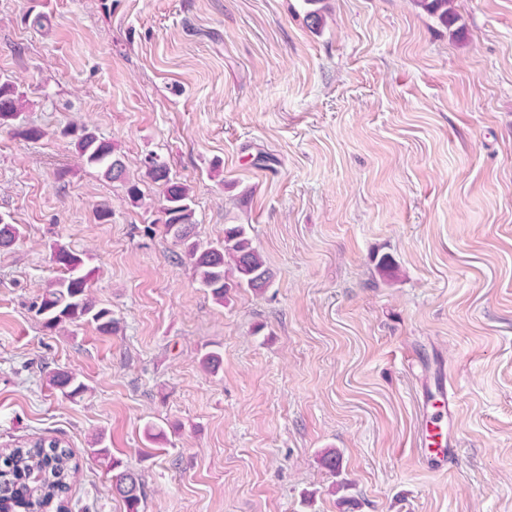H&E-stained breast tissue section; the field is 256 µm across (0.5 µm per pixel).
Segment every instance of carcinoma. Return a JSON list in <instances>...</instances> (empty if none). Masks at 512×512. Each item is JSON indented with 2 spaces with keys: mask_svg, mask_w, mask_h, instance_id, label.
<instances>
[{
  "mask_svg": "<svg viewBox=\"0 0 512 512\" xmlns=\"http://www.w3.org/2000/svg\"><path fill=\"white\" fill-rule=\"evenodd\" d=\"M308 26L318 31L326 21L324 0H302ZM428 14L447 26L457 20L454 0H415ZM30 106L27 94L9 79H0V128L6 127L15 138L36 142L46 132L23 119ZM59 134L71 140L78 157L87 165L100 170L102 177L118 182L125 199L133 206L143 204L139 182L130 177L123 156L112 141L99 136L85 125L67 123ZM143 176L163 187V202L157 223L163 233L184 249V256L200 285L214 298L224 302L231 285L246 286L262 292L272 279L267 263L253 246L243 224L224 227V241L203 245L195 236V208L189 185L170 177L166 161L143 164ZM19 237V229L0 218V249L10 248ZM52 260L61 267L63 275L49 283L39 299L31 305L35 316L50 331H63L78 321L93 323L105 332L116 330L112 312L97 306L90 296L91 272L84 271L85 259L64 245L53 248ZM50 385L69 398L76 399L87 391L86 384L66 371L49 376ZM73 453L59 440L44 443L35 440L9 449L0 456V512H67L64 504L76 465ZM112 467V489L128 505L129 512H138L143 486L140 476L121 467L117 460Z\"/></svg>",
  "mask_w": 512,
  "mask_h": 512,
  "instance_id": "obj_1",
  "label": "carcinoma"
}]
</instances>
